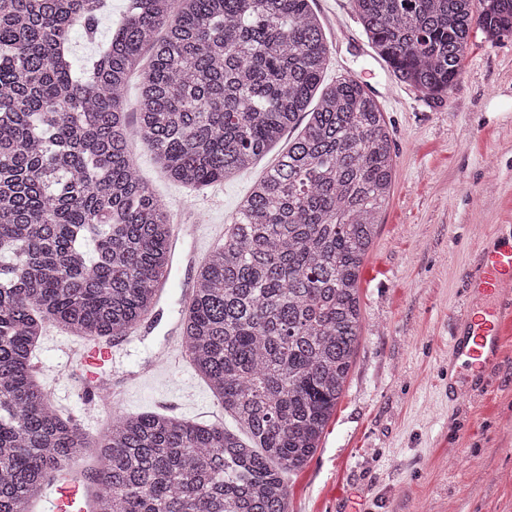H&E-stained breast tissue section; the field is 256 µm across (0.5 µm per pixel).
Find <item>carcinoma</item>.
<instances>
[{
    "mask_svg": "<svg viewBox=\"0 0 512 512\" xmlns=\"http://www.w3.org/2000/svg\"><path fill=\"white\" fill-rule=\"evenodd\" d=\"M395 77L430 97L458 78L473 28L512 34V0H354ZM106 0H0V512L95 449L99 512H290L345 390L359 277L392 185L384 112L365 86L321 87L329 46L310 0H131L76 74ZM154 161L186 186L228 181L285 132L224 246L202 265L184 341L248 433L156 413L92 438L33 372L49 325L121 336L157 303L169 215L128 152L123 90ZM124 7L123 0H112V14L104 15L100 18L99 33L95 42L88 41L79 27L71 30L70 40L77 71L81 70L86 61L97 53L100 45L106 43L111 38L113 20Z\"/></svg>",
    "mask_w": 512,
    "mask_h": 512,
    "instance_id": "obj_1",
    "label": "carcinoma"
}]
</instances>
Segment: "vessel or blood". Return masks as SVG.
<instances>
[{
	"label": "vessel or blood",
	"instance_id": "b4317fda",
	"mask_svg": "<svg viewBox=\"0 0 512 512\" xmlns=\"http://www.w3.org/2000/svg\"><path fill=\"white\" fill-rule=\"evenodd\" d=\"M198 224L178 221L171 239L176 259L194 262L195 250L186 248V237L196 236ZM471 290L478 296L477 311L466 315L457 328L450 347L455 361L473 373H483L495 364L504 345V323L512 316V225L484 248L471 274ZM111 338H85L63 349L62 367L81 398L88 414H98L104 404V387L97 367L110 359ZM50 495L35 504L34 512H97L101 484L88 483L80 471L50 478Z\"/></svg>",
	"mask_w": 512,
	"mask_h": 512
}]
</instances>
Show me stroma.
I'll return each mask as SVG.
<instances>
[{"label": "stroma", "mask_w": 512, "mask_h": 512, "mask_svg": "<svg viewBox=\"0 0 512 512\" xmlns=\"http://www.w3.org/2000/svg\"><path fill=\"white\" fill-rule=\"evenodd\" d=\"M329 45L325 82L350 77L377 95L394 158L389 201L360 273V345L345 392L304 468L287 477L293 512H512V343L486 373L479 395L448 393L449 341L470 306L466 276L512 224V35L473 31L448 94L429 99L398 81L375 54L353 0H311ZM280 141L234 180L187 187L167 178L138 128L129 150L171 220L204 212L231 224L249 188L287 148ZM163 298L145 332L113 338L104 367L113 381L152 363L175 317ZM74 335L48 326L33 356L56 406L95 436L115 415L161 412L224 424V406L194 366L129 388L85 419L61 379V344Z\"/></svg>", "instance_id": "35a3bbf8"}]
</instances>
